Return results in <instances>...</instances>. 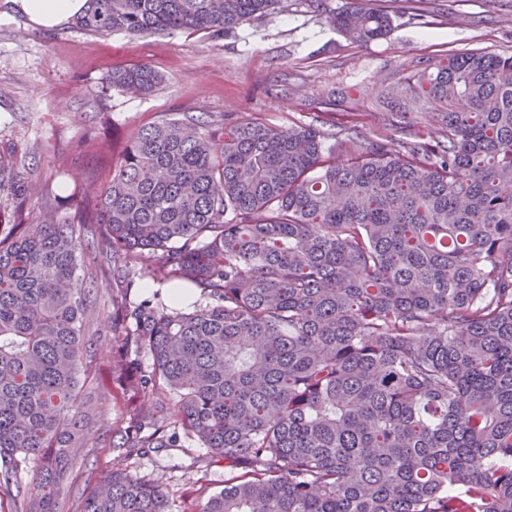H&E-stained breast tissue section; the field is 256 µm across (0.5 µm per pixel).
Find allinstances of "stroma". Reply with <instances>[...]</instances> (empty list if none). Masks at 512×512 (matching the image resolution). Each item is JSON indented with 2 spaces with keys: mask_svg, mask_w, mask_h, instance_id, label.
Instances as JSON below:
<instances>
[{
  "mask_svg": "<svg viewBox=\"0 0 512 512\" xmlns=\"http://www.w3.org/2000/svg\"><path fill=\"white\" fill-rule=\"evenodd\" d=\"M348 3L322 0L316 11L310 0H280L272 13L220 37L185 31L101 37L67 24L36 26L0 0V151H17L23 219L75 223L62 197L75 190L95 195L132 133L173 113L247 112L283 128L311 123L388 136L379 95L412 61L471 48L512 54V0H395L392 32L367 44L346 40L325 21ZM138 64L162 75L154 93L108 88L112 70ZM90 267L100 284L90 329L97 352L82 393L91 397L96 419L74 451L60 512H82L87 491L112 469L113 431L127 427L138 409L107 355L115 283L105 250L93 254ZM132 466L162 480L171 512L201 504L229 476L223 458L189 439L133 459Z\"/></svg>",
  "mask_w": 512,
  "mask_h": 512,
  "instance_id": "stroma-1",
  "label": "stroma"
}]
</instances>
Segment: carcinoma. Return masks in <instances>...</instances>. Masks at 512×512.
I'll return each instance as SVG.
<instances>
[{"instance_id": "obj_1", "label": "carcinoma", "mask_w": 512, "mask_h": 512, "mask_svg": "<svg viewBox=\"0 0 512 512\" xmlns=\"http://www.w3.org/2000/svg\"><path fill=\"white\" fill-rule=\"evenodd\" d=\"M279 2L87 0L73 25L218 35ZM376 2L325 21L369 43L393 29ZM161 83L148 65L108 81ZM392 95L425 130L186 112L70 199L77 223L0 209V502L58 512L94 420L79 390L99 284L78 271L97 225L112 276L132 282L133 254L155 289L112 301V362L147 406L112 434L120 463L83 512H168L163 483L125 462L183 436L245 469L195 512H512V54L418 61ZM17 176L0 155L1 195Z\"/></svg>"}]
</instances>
